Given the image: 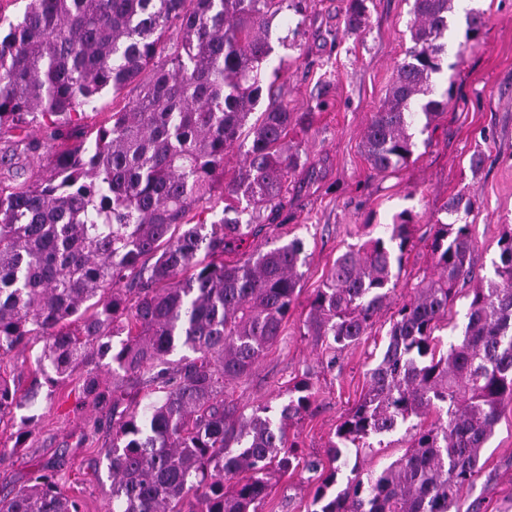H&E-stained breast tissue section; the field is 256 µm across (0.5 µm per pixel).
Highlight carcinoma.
I'll return each instance as SVG.
<instances>
[{"mask_svg": "<svg viewBox=\"0 0 512 512\" xmlns=\"http://www.w3.org/2000/svg\"><path fill=\"white\" fill-rule=\"evenodd\" d=\"M457 0H414L412 46L362 134L371 168L393 171L413 155V125L429 129L453 86L433 98L441 42ZM302 0H29L0 39V126L17 137L0 154V360L41 341L35 376L66 382L83 366L112 359L146 389L121 392L88 375L83 394L112 407L105 452L112 512H259L273 473L303 467L316 487L307 512H454L480 476L483 448L512 404V228L492 274L469 289L463 335L435 332L460 281L473 273L466 218L475 195L448 198L427 248L435 273L411 287L390 318L387 342L366 391L336 428L327 455L302 460L288 429L313 392L288 387L278 410L246 414L224 402V384L246 377L282 333L302 277L304 243L265 242L225 262L258 237L282 204L302 161L288 139L312 113L279 104L249 123L262 97L270 32L284 7ZM366 0H347L346 22L361 29ZM178 38L155 62L164 36ZM136 95L108 123L81 124L102 93ZM242 165L222 184L226 159ZM49 175L17 160L39 153ZM227 201L211 223L198 210ZM248 219L242 220L241 215ZM410 212L381 234L349 246L316 290L303 335L333 352L372 335L398 286L412 246ZM187 351L178 361L168 356ZM0 376V424L34 401ZM436 418L428 420L430 412ZM410 423L408 449L366 479L339 484L351 448ZM46 466L0 496V512H84Z\"/></svg>", "mask_w": 512, "mask_h": 512, "instance_id": "carcinoma-1", "label": "carcinoma"}]
</instances>
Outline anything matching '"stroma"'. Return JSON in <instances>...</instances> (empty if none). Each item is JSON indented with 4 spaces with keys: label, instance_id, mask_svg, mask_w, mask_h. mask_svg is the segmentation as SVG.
Returning <instances> with one entry per match:
<instances>
[{
    "label": "stroma",
    "instance_id": "35a3bbf8",
    "mask_svg": "<svg viewBox=\"0 0 512 512\" xmlns=\"http://www.w3.org/2000/svg\"><path fill=\"white\" fill-rule=\"evenodd\" d=\"M305 5L303 14L286 8L273 22L270 61L283 68L266 75L272 95L261 98L258 107L266 109L274 100L314 115L309 129L297 135L307 162L289 177L283 207L265 231L271 240L302 239L306 264L278 342L248 376L227 384L224 400L247 411L261 404L276 407L294 379L306 378L313 392L311 412L289 434L298 454L308 459L326 456L337 425L365 390L390 324V311H383L375 335L337 354L335 367H328L325 346L304 335L303 322L336 258L362 238L366 225L388 224L395 214L411 211L413 247L390 298L395 305L420 277L432 274L426 239L432 225L445 220L442 206L450 196L466 190L476 196L468 222L478 276L490 274L498 241L512 226V0H462L449 15L448 53L434 82L441 91L455 84L454 98L433 132L416 134L411 160L387 173L371 169L361 138L411 45L413 0H366V22L354 34L345 29L343 0ZM471 9L482 12L485 21L477 42L467 37ZM322 95L327 104L320 109L316 99ZM477 151L485 162L475 174L469 160ZM85 376L80 368L66 384L42 387L34 403L0 431V494L53 464L61 493L80 496L85 512H110L112 479L104 453L112 438V412L85 398ZM406 449L399 429L370 437L368 447L350 449L348 463L363 477ZM481 461L480 477L463 494L462 512L478 500L487 512H512V405L503 411ZM314 489L310 473L301 468L274 476L260 512H306Z\"/></svg>",
    "mask_w": 512,
    "mask_h": 512
}]
</instances>
